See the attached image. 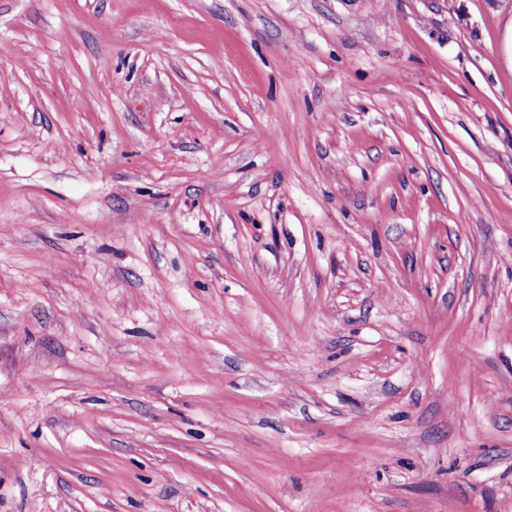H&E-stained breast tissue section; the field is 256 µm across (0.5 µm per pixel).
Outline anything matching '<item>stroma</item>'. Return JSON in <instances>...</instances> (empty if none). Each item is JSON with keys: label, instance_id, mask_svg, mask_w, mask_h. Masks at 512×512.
Masks as SVG:
<instances>
[{"label": "stroma", "instance_id": "obj_1", "mask_svg": "<svg viewBox=\"0 0 512 512\" xmlns=\"http://www.w3.org/2000/svg\"><path fill=\"white\" fill-rule=\"evenodd\" d=\"M512 0H0V512H512Z\"/></svg>", "mask_w": 512, "mask_h": 512}]
</instances>
